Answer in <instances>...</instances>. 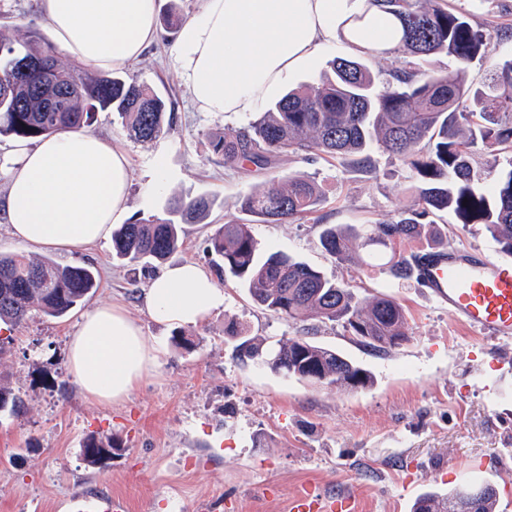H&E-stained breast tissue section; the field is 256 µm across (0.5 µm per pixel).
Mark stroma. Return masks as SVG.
I'll list each match as a JSON object with an SVG mask.
<instances>
[{
  "instance_id": "obj_1",
  "label": "stroma",
  "mask_w": 512,
  "mask_h": 512,
  "mask_svg": "<svg viewBox=\"0 0 512 512\" xmlns=\"http://www.w3.org/2000/svg\"><path fill=\"white\" fill-rule=\"evenodd\" d=\"M478 29L494 31V54L473 60L468 84L484 82L492 63L512 58V0H449ZM0 28L51 41L38 0H0ZM176 32L159 39L124 73L153 87L172 110L168 133L130 140L111 113H99L94 133L120 144L133 159L132 218L162 214L174 195L215 200L209 217L187 226L169 261L209 266L207 238L240 220L241 197L270 175L301 173L323 189L313 214L292 224H262L253 232L263 249L298 257L357 290L382 292L406 311L408 339L383 351L365 348L342 328H314L257 306L245 289L224 285V308L198 326L154 323L140 293L153 268L130 270L112 258L111 241L74 256L52 252L60 265L93 266L99 286L87 308L116 304L136 318L165 354L155 372L120 404L87 397L68 367V342L82 313L37 316L0 344V383L26 403L24 413L0 414V512H82L87 499L123 497L128 512H289L301 490L349 496L353 512H411L427 490L492 481L497 512H512V340L492 342L449 316L418 281L387 270L338 264L319 243L323 224H377L412 205V172L373 150V171L346 159L314 155L283 161L275 172L217 163L207 136L247 127L248 119L198 112L169 58ZM162 172L164 187L150 193ZM274 342L305 336L369 369L365 390L311 385L241 362L224 337L228 323ZM182 334L192 350L175 346ZM115 437L123 450L104 466L82 459L85 437Z\"/></svg>"
}]
</instances>
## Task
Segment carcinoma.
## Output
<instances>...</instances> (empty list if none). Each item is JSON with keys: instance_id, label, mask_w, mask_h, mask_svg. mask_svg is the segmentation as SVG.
<instances>
[{"instance_id": "1", "label": "carcinoma", "mask_w": 512, "mask_h": 512, "mask_svg": "<svg viewBox=\"0 0 512 512\" xmlns=\"http://www.w3.org/2000/svg\"><path fill=\"white\" fill-rule=\"evenodd\" d=\"M370 10L397 18L401 31L389 53L399 65L386 82L375 81L366 64L337 57L318 82L287 91L258 113L246 128L209 134L213 155L230 166L269 170L291 156L322 153L349 157L366 171L376 145L405 163L415 177V203L380 224H324L323 250L337 262L371 266L379 261L397 279L418 277L421 261L448 249V234L434 216L452 212L458 223L481 226L498 252L512 257V168L487 191L475 182L480 151H512V59L495 64L478 87L465 78L476 58L492 52V36L474 28L448 0H367ZM441 55L458 65L448 75L434 66ZM38 66L17 76L16 60ZM168 107L146 84L122 72L91 73L75 59L59 60L55 46L35 34L24 40L0 29V136L37 140L67 129L91 130L100 112L121 119L130 139L152 142L165 132ZM321 187L301 175L273 176L239 201L240 211L267 224L292 223L317 211ZM214 199H168L162 215L140 218L112 231V258L126 265L165 262L183 243L186 225L206 219ZM417 243L415 250L407 245ZM219 276L237 281L260 307L290 321L313 319L340 326L357 343L375 351L407 340L403 306L391 296H360L348 283L279 251H265L251 224H224L207 239ZM98 287L94 270L60 266L50 258L33 261L0 252V325L10 330L36 315L61 319L85 305ZM239 360L264 364L275 373L325 386L364 389L371 373L344 354L300 336L270 347L239 325L227 327ZM24 401L0 385V412L18 414ZM121 451L112 437L91 435L82 443L89 466H101ZM484 496L471 509L459 487L417 496L412 512H496L497 491L482 484Z\"/></svg>"}]
</instances>
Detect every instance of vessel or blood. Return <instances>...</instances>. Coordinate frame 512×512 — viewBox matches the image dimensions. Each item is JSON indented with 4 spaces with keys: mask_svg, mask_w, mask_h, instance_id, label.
I'll list each match as a JSON object with an SVG mask.
<instances>
[{
    "mask_svg": "<svg viewBox=\"0 0 512 512\" xmlns=\"http://www.w3.org/2000/svg\"><path fill=\"white\" fill-rule=\"evenodd\" d=\"M420 279L433 300L484 339H512V261L450 248L424 261ZM351 507L350 497L303 491L290 512H350Z\"/></svg>",
    "mask_w": 512,
    "mask_h": 512,
    "instance_id": "vessel-or-blood-1",
    "label": "vessel or blood"
}]
</instances>
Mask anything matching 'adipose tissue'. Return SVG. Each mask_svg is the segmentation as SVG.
<instances>
[{
    "instance_id": "ef3b65f1",
    "label": "adipose tissue",
    "mask_w": 512,
    "mask_h": 512,
    "mask_svg": "<svg viewBox=\"0 0 512 512\" xmlns=\"http://www.w3.org/2000/svg\"><path fill=\"white\" fill-rule=\"evenodd\" d=\"M55 45L92 70L121 69L158 37L157 0H40ZM365 0H201L180 25L172 65L198 111L258 112L295 70L335 42ZM0 220L30 248L81 254L129 218L130 162L110 139L66 130L0 153ZM158 324L195 326L224 307L202 266L163 268L141 294ZM159 363L157 348L122 308L88 312L68 344L69 371L93 400L122 401Z\"/></svg>"
}]
</instances>
